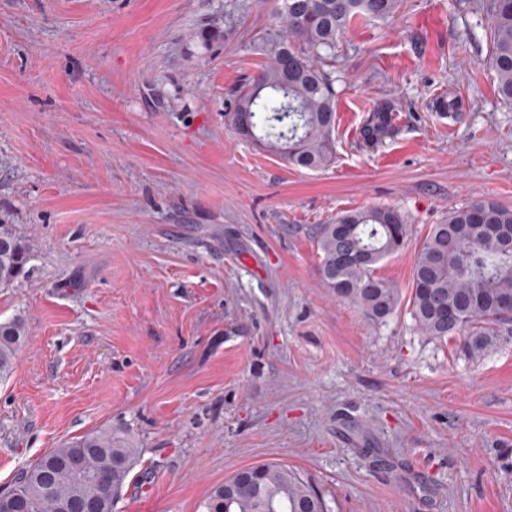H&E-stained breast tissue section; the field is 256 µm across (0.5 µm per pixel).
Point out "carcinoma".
<instances>
[{
	"label": "carcinoma",
	"instance_id": "1",
	"mask_svg": "<svg viewBox=\"0 0 512 512\" xmlns=\"http://www.w3.org/2000/svg\"><path fill=\"white\" fill-rule=\"evenodd\" d=\"M398 0H276L271 22L254 41L268 63L234 91L225 114L233 133L256 142L288 163L308 170L336 156L334 80L328 68L336 49L357 21L386 20ZM232 2L222 29L206 23L196 32L209 50L231 35ZM490 31L489 63L497 94L512 105V0H484ZM431 110L456 116L459 101L436 96ZM393 105L374 108L362 126L363 143H379L392 128ZM512 234V208L481 199L448 211L418 248L408 288L410 314L426 336L457 340L470 356H481L498 336L512 334L501 317L512 305V249L492 230ZM411 236L407 218L391 206L346 211L317 227L323 287L382 323L394 315L400 290L374 275L376 265L399 253ZM32 245L16 224L0 221V288L25 274ZM28 335L21 317L0 322V378L13 369ZM141 449L125 431L95 430L53 448L23 469L0 493V512H68L89 504L113 512ZM324 512L311 484L286 466L244 468L215 487L201 512Z\"/></svg>",
	"mask_w": 512,
	"mask_h": 512
}]
</instances>
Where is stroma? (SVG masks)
Returning <instances> with one entry per match:
<instances>
[{
	"instance_id": "35a3bbf8",
	"label": "stroma",
	"mask_w": 512,
	"mask_h": 512,
	"mask_svg": "<svg viewBox=\"0 0 512 512\" xmlns=\"http://www.w3.org/2000/svg\"><path fill=\"white\" fill-rule=\"evenodd\" d=\"M0 0V220L34 256L0 288L29 334L0 379V492L48 449L104 428L142 453L114 512H198L275 462L325 512H512V336L482 356L424 336L407 307L368 321L320 284L315 228L399 209L408 288L448 210L512 207V107L476 0H401L336 54V158L311 171L235 135L229 98L266 55L273 0ZM457 97L456 121L432 112ZM393 133L360 131L378 104ZM231 0L229 5H225L224 11V30L221 27H217L215 24L206 23L201 26L196 32V38L201 45L206 49L210 50L215 44L226 41L231 35L232 20H234L235 10L240 8L241 5H236V2ZM233 10V11H232ZM227 24V28L225 27Z\"/></svg>"
}]
</instances>
